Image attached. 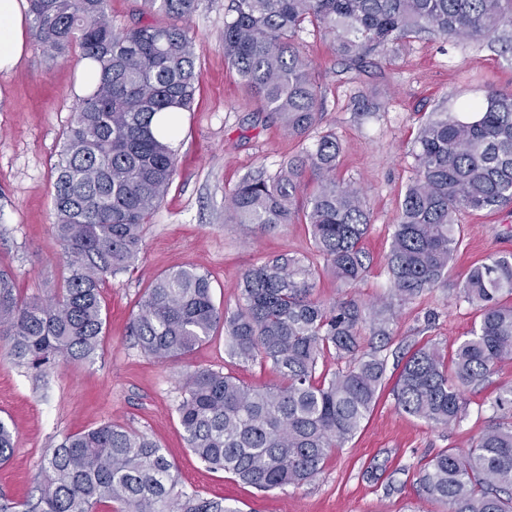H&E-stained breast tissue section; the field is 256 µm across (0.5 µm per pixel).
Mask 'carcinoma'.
<instances>
[{
	"mask_svg": "<svg viewBox=\"0 0 512 512\" xmlns=\"http://www.w3.org/2000/svg\"><path fill=\"white\" fill-rule=\"evenodd\" d=\"M107 0H29L44 50L72 46L99 73L79 101L55 164V235L63 248L62 288L22 298L0 269V347L35 376L100 350L101 287L135 269L144 224L177 170L175 111L191 109L197 72L193 37L177 24L112 28ZM144 9L189 17L197 0H143ZM310 23L358 69L427 33L448 39L497 38L512 50V0H232L224 21V58L261 106L289 134L318 123L315 77L295 37ZM336 134L284 163L273 177L244 178L230 196L236 224L275 227L303 215L313 251L342 285L366 270L362 241L370 217L360 192L337 180ZM417 176L407 187L386 254L389 298L365 306L314 297L316 268L287 253L248 269L236 308L215 305L210 278L190 268L157 276L132 320L141 350L165 362L188 355L216 332L232 359H261L279 385L257 387L229 373L195 368L181 379L176 408L191 453L260 490L301 486L321 474L334 448L349 442L372 412L386 371L381 348L360 345V330L390 336V314L448 274L461 245L458 215L512 204V94L489 91L463 112L439 108L421 123L413 151ZM313 190L303 208L297 195ZM460 294L479 321L445 358L421 346L392 387L398 409L437 427L467 415L466 392L512 360V253L472 267ZM334 350L348 365L317 372ZM495 410L512 412V386ZM0 421V462L14 452ZM174 464L146 435L103 424L68 434L45 457L38 494L22 502L0 495V512H238L222 498L182 486ZM424 497L446 512H512V421L494 423L470 448L435 454L420 470Z\"/></svg>",
	"mask_w": 512,
	"mask_h": 512,
	"instance_id": "obj_1",
	"label": "carcinoma"
}]
</instances>
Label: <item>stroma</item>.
I'll list each match as a JSON object with an SVG mask.
<instances>
[{
	"label": "stroma",
	"mask_w": 512,
	"mask_h": 512,
	"mask_svg": "<svg viewBox=\"0 0 512 512\" xmlns=\"http://www.w3.org/2000/svg\"><path fill=\"white\" fill-rule=\"evenodd\" d=\"M228 4L198 0L187 23L198 82L191 110L177 118V171L145 228L139 265L101 289L106 322L100 354L37 380L0 355V419L16 431L15 452L0 464V493L16 501L35 494L46 453L67 434L109 422L147 434L183 484L201 497L224 498L239 512H443L442 505L418 494V473L439 451L470 447L480 432L502 421L490 402L497 386L512 385V360L498 363L488 381L469 392L468 417L448 429L402 412L388 389L404 355L426 344L450 352L477 323L478 311L460 298L459 284L473 265L512 253V205L460 214L463 243L446 281L393 308L383 351L385 389L374 410L348 444L329 454L322 473L300 487L263 492L209 471L187 448L176 412L187 370L220 369L249 385L269 386L279 381L269 367L230 359L220 334L185 358L157 361L141 351L131 319L163 272H209L215 304L230 311L249 267L280 253L311 256L305 224H233L226 205L242 178L275 175L327 131L341 144L338 179L360 190L370 215L362 242L370 261L345 291L329 272L318 270L315 293L325 301L344 293L362 304L385 299V256L406 187L416 175L412 149L421 122L438 108L459 110L490 90L512 92V53L488 39L425 37L352 70L330 38L306 27L297 42L315 76L322 116L307 137L295 138L262 110L224 58ZM80 62L78 49L53 55L34 42L12 71L0 72V267L13 273L28 298L50 296L66 274L54 233L53 167L78 103ZM361 95L375 102L374 110L357 109Z\"/></svg>",
	"instance_id": "stroma-1"
}]
</instances>
